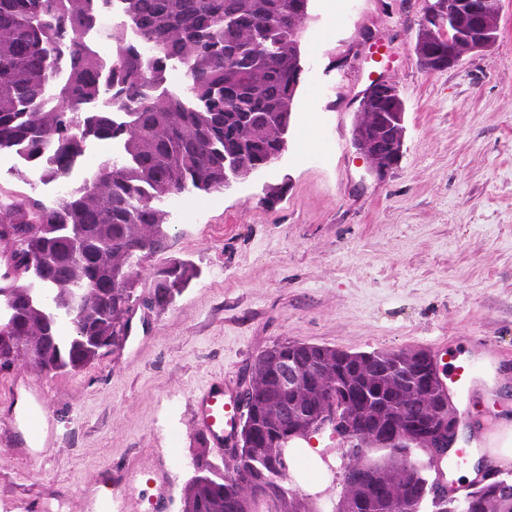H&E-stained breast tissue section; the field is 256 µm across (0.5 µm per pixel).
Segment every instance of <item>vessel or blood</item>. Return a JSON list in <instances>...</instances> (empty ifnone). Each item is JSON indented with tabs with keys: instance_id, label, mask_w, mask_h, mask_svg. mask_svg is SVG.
I'll use <instances>...</instances> for the list:
<instances>
[{
	"instance_id": "obj_1",
	"label": "vessel or blood",
	"mask_w": 512,
	"mask_h": 512,
	"mask_svg": "<svg viewBox=\"0 0 512 512\" xmlns=\"http://www.w3.org/2000/svg\"><path fill=\"white\" fill-rule=\"evenodd\" d=\"M196 415L207 444L215 454L223 456L225 461H232V448L240 418V411L229 388L223 380H212L195 397ZM18 414L23 421L25 435L15 440L18 448H38L46 440V409L44 393L33 389L29 392L26 402L20 407ZM137 475L136 469L129 468L125 476L115 487L100 488L91 486L86 490L93 512H112V501L115 490L132 489Z\"/></svg>"
}]
</instances>
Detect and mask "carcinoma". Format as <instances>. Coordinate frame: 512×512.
<instances>
[{"instance_id": "obj_1", "label": "carcinoma", "mask_w": 512, "mask_h": 512, "mask_svg": "<svg viewBox=\"0 0 512 512\" xmlns=\"http://www.w3.org/2000/svg\"><path fill=\"white\" fill-rule=\"evenodd\" d=\"M121 2L105 58L86 33L110 0H0V156L20 160L0 180V372L24 356L45 374L79 373L121 351L144 264L170 247L166 201L222 192L287 146L311 0ZM175 64L180 91L166 86ZM390 111L382 96L355 121ZM93 141L117 150L75 180ZM198 277L188 259L165 261L145 304L168 308ZM437 385L408 350L277 341L250 365L234 468L198 434L181 512H512V476L496 471L457 501L429 496L443 472L416 425L433 416ZM342 405L361 423H396L402 440L342 463L343 494L326 511L294 486L286 448Z\"/></svg>"}]
</instances>
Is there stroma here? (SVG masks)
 I'll list each match as a JSON object with an SVG mask.
<instances>
[{
  "instance_id": "1",
  "label": "stroma",
  "mask_w": 512,
  "mask_h": 512,
  "mask_svg": "<svg viewBox=\"0 0 512 512\" xmlns=\"http://www.w3.org/2000/svg\"><path fill=\"white\" fill-rule=\"evenodd\" d=\"M307 72L288 147L264 172L217 194L168 204L169 256L199 279L176 303L138 307L125 348L76 374L46 375L23 359L0 372L4 406L29 379L46 395L51 431L23 457L0 446V512L63 503L90 512L86 486L135 463L122 512H153L158 460L171 468L166 512H179L198 425L193 399L215 377L233 393L278 340L350 352L452 350L473 370L454 395L472 454L505 439L512 415V0L494 47L426 72L415 55L428 0H312ZM406 106L403 154L384 178L352 145L354 97L370 72ZM313 140L304 144L303 129ZM276 190L274 207L262 204Z\"/></svg>"
}]
</instances>
